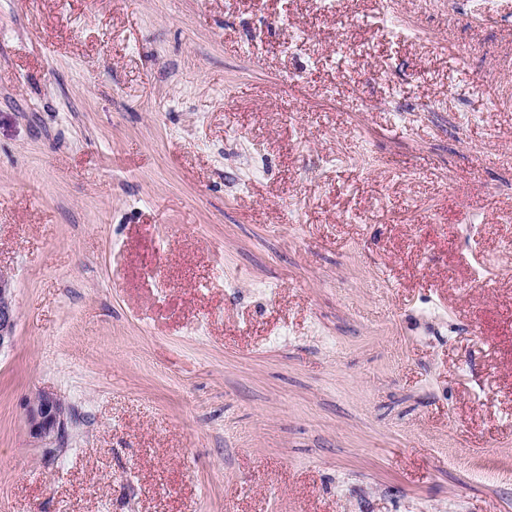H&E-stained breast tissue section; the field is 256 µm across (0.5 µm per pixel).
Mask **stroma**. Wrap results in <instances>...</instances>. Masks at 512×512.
I'll return each mask as SVG.
<instances>
[{
    "instance_id": "stroma-1",
    "label": "stroma",
    "mask_w": 512,
    "mask_h": 512,
    "mask_svg": "<svg viewBox=\"0 0 512 512\" xmlns=\"http://www.w3.org/2000/svg\"><path fill=\"white\" fill-rule=\"evenodd\" d=\"M0 273V512H512V0H0ZM16 329L14 288L11 280L0 273V353L12 346ZM63 416L60 400L53 393L40 392L28 408L30 434L41 441L58 439L64 432Z\"/></svg>"
}]
</instances>
